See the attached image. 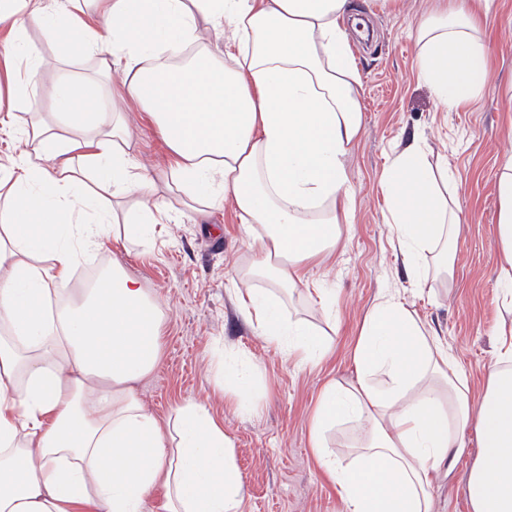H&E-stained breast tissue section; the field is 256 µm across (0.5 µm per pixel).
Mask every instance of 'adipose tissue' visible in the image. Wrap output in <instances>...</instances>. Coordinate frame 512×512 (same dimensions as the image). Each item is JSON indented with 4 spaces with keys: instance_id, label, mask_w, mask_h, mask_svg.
<instances>
[{
    "instance_id": "ef3b65f1",
    "label": "adipose tissue",
    "mask_w": 512,
    "mask_h": 512,
    "mask_svg": "<svg viewBox=\"0 0 512 512\" xmlns=\"http://www.w3.org/2000/svg\"><path fill=\"white\" fill-rule=\"evenodd\" d=\"M0 0V132L27 148L0 163V512H144L163 487L167 512H240L244 482L223 425L200 403L167 424L138 384L160 361L164 313L120 260L93 287L60 300L88 254L142 238L169 220L166 198L129 152L125 117L100 109L101 85L59 78L54 110L18 127L47 64L29 29L101 58L118 72L175 159L189 204L232 202L261 228L250 273L285 288L308 285L306 267L336 250L353 198L347 160L364 115L343 19L350 0ZM496 0H439L419 24L417 67L436 98L469 102L485 86L480 31ZM224 48L201 41L203 28ZM419 143L385 168L386 222L415 281L450 274L457 218ZM497 359L480 400L434 330L399 294L375 298L352 359L356 378L322 389L309 441L344 512H433L431 488L477 432L467 477L471 512H512V156L497 180ZM138 207L126 213L124 200ZM235 302L261 336L310 364L327 347L305 324L252 289ZM356 424L351 465L328 435Z\"/></svg>"
}]
</instances>
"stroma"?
<instances>
[{"label": "stroma", "mask_w": 512, "mask_h": 512, "mask_svg": "<svg viewBox=\"0 0 512 512\" xmlns=\"http://www.w3.org/2000/svg\"><path fill=\"white\" fill-rule=\"evenodd\" d=\"M353 16L364 21L353 51L361 78L364 130L348 159L354 201L341 225L336 252L310 265L317 287L334 295V318L324 316L305 288L288 290L267 278L250 279L256 289L291 319L324 334L327 355L314 366L286 358L267 343L237 308L231 288L236 271L250 267L256 250L231 204L198 214L183 195L167 193L171 218L154 239L110 245L95 259L118 258L164 313L162 358L139 387L159 422L189 402L208 407L224 426L244 481L241 512H343L336 487L318 466L309 443V424L322 388L356 376L352 353L364 315L375 297L399 293L413 315L431 326L468 377L472 394L484 389L495 361L499 320L495 217L497 173L512 155V0L498 9L484 31L490 75L474 101L445 107L417 74L414 32L435 0H353ZM55 68L41 73L33 92L49 110L60 76L100 77L103 108H112L115 78H104L95 59L57 51ZM130 151L155 176H169L171 158L143 111L130 112ZM425 145L432 164L448 165L459 234L448 247L452 279L430 275L416 289L385 221L380 178L411 140ZM234 362L252 384L255 411L238 413L224 398V363ZM469 446L432 488L434 512H471L464 478L477 457L475 431Z\"/></svg>", "instance_id": "stroma-1"}]
</instances>
